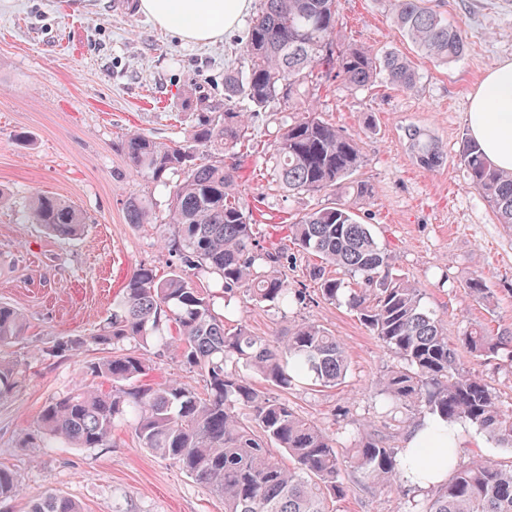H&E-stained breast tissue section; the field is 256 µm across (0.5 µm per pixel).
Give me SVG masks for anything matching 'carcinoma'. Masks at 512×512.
<instances>
[{
	"mask_svg": "<svg viewBox=\"0 0 512 512\" xmlns=\"http://www.w3.org/2000/svg\"><path fill=\"white\" fill-rule=\"evenodd\" d=\"M392 19L415 47L436 63L460 58L466 49L461 27L451 25L427 0H390ZM336 0H260L241 56L245 66L224 72V103L201 104L203 114L185 141L158 143L133 132L123 143L132 164L162 180L181 176L171 190L166 224L170 250L181 263L222 279L224 302L246 293L257 304L287 311L307 299L278 274L285 252L256 242L252 218L240 201L238 164L224 156L200 157L199 147L224 149L247 137L248 116L284 104L301 113L275 140L267 161L271 180L292 194L326 192L339 197L288 225V238L321 258L309 277L326 301L341 298L393 352L400 364L382 381L390 412L424 408L452 426L468 422L503 448L506 461L468 464L448 449L449 476L434 494L411 503L410 512H512V407L502 406L482 376L464 369L459 349L485 360L512 362V332L472 328L448 340L440 322L422 304L420 290L389 271L391 256L347 198H364L372 185L356 177L364 159L358 142L320 117L308 102L310 88L339 79L353 88L377 78L397 90L416 86L413 62L395 52L336 42ZM462 161L470 185L482 193L501 224L512 225V172L496 169L478 145L464 144ZM130 224L153 223L149 204L126 200ZM28 221L66 240L82 224L80 212L38 195ZM339 271L347 279L337 278ZM464 293L486 299L491 288L477 275ZM26 326L23 311L0 305V349ZM173 350L183 365L204 377L199 394L171 380L146 382L150 366L142 353L124 346L147 342ZM91 343L112 347V356L90 364L112 389H76L42 408L28 447L49 437L73 448H102L118 422L133 426L140 447L169 458L224 499V512H336L346 496L344 464L383 487L404 481V449L380 436L336 447V439L301 417L288 401L262 391L286 390L302 379L339 385L349 370L344 345L327 329L298 323L279 340L228 324L210 295L179 271L160 278L149 266L135 268L112 303V314L92 336L62 339L52 349L71 356ZM26 381L16 361L0 358V402ZM18 494L15 473L0 468V503ZM29 512H83L74 500L47 493Z\"/></svg>",
	"mask_w": 512,
	"mask_h": 512,
	"instance_id": "obj_1",
	"label": "carcinoma"
}]
</instances>
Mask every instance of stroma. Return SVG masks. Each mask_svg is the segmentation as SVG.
<instances>
[{"mask_svg": "<svg viewBox=\"0 0 512 512\" xmlns=\"http://www.w3.org/2000/svg\"><path fill=\"white\" fill-rule=\"evenodd\" d=\"M117 2L0 0V302L28 318L23 335L0 351L26 370L21 391L0 402V466L12 470L19 485L0 512H26L49 491L79 502L84 512H224L222 499L175 461L140 448L123 424L113 429L108 447L32 452L23 446L50 400L83 387L110 389L89 370L106 357L102 347L62 359L50 351L58 340L95 333L136 267H152L162 277L179 269L193 285L221 292L219 279L183 268L169 249L163 222L169 189L134 169L121 144L133 131L159 143L186 139L198 123L197 102L223 101L224 71L238 63L244 32L190 44ZM431 4L464 30L462 57L439 65L422 55L393 26L389 0H337L342 41L410 58L419 81L399 91L380 82L353 89L332 79L314 87L310 98L319 115L357 139L364 157L359 176L373 187L357 211L391 254L395 272L420 290L425 309L454 340L474 326L512 330V226L498 223L470 186L461 158L472 95L491 68L512 60V0ZM295 117L284 107L260 113L249 121L247 145L224 151L241 159L243 202L265 247L282 244L285 224L327 202L325 195H292L266 180L265 154ZM414 133L439 151L438 166L420 164ZM36 193L77 207L81 235L63 241L24 223ZM130 197L149 203L154 223L127 222ZM315 261L292 246L281 268L289 287L312 292V299L283 312L241 296L232 302V321L265 337L301 322L328 329L346 348L347 378L331 388H294L289 404L333 434L338 447L377 433L390 447H405L407 433L394 429L379 396L385 370L398 359L347 304L314 295L308 270ZM478 273L492 290L490 300L464 293ZM145 352L152 382L178 379L202 390L200 376L171 353L151 345ZM460 360L512 404V364L465 352ZM456 439L461 462L506 456L471 424L457 426ZM346 480L340 512H408L410 499L428 496L374 486L353 470Z\"/></svg>", "mask_w": 512, "mask_h": 512, "instance_id": "35a3bbf8", "label": "stroma"}]
</instances>
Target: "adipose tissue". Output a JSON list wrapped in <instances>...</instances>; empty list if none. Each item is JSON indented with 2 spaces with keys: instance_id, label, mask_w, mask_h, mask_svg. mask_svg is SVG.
<instances>
[{
  "instance_id": "ef3b65f1",
  "label": "adipose tissue",
  "mask_w": 512,
  "mask_h": 512,
  "mask_svg": "<svg viewBox=\"0 0 512 512\" xmlns=\"http://www.w3.org/2000/svg\"><path fill=\"white\" fill-rule=\"evenodd\" d=\"M252 0H140L141 13L156 26L177 33L192 44H210L233 31L248 14ZM468 127L495 168L512 171V61L498 63L485 75L471 99ZM433 442L436 466L426 475V485L441 484L448 476V427L435 416L424 419L409 438L419 447L424 438Z\"/></svg>"
}]
</instances>
